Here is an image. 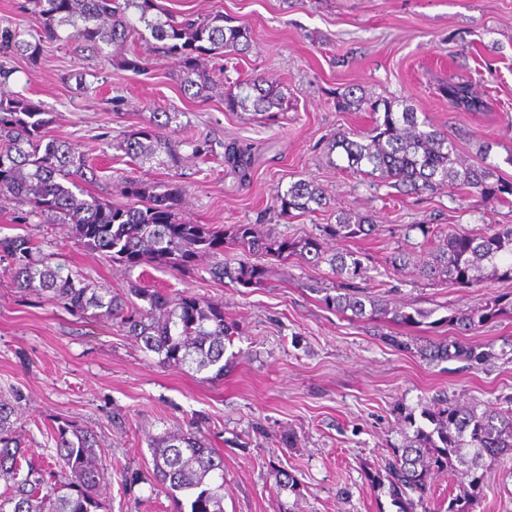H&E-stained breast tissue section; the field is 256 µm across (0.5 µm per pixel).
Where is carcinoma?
Listing matches in <instances>:
<instances>
[{
    "label": "carcinoma",
    "mask_w": 512,
    "mask_h": 512,
    "mask_svg": "<svg viewBox=\"0 0 512 512\" xmlns=\"http://www.w3.org/2000/svg\"><path fill=\"white\" fill-rule=\"evenodd\" d=\"M40 24L37 41L20 38L11 26L0 27V53L20 54L35 61L44 44L68 37L101 49L122 45L131 37L159 42L158 51L176 58L180 87L185 95L199 97L213 84V76L200 66L204 56H222L250 48L244 25H230L222 12L199 19L177 20L156 0H32ZM224 95L229 112L265 113L282 108L278 86L253 78L236 84ZM441 93L453 106L477 112L483 101L470 84L450 82ZM365 99L349 90L336 99V108L359 109ZM369 104L373 126L366 132H339L328 143V153L346 159L344 169L381 180L404 195L434 194L441 190L473 189L482 197L507 201L512 181L497 174L498 166L482 159L467 163L448 135L428 120H419L410 107L395 109V102L377 99ZM40 105L21 94L0 91V201L19 200L30 210L19 216L48 224H65L75 243L106 254L128 270L145 264L186 272L202 255L217 256L230 245L247 255L245 260L225 258L213 267V276L228 278L244 288L268 285L272 267L265 258L329 264L335 285L317 288L322 304L362 321L391 318L400 325L419 326L432 312L406 311L370 296L353 286L363 270L361 256L352 251L329 253L328 241L366 237L375 224L364 216L352 221L343 214L320 233L305 238L266 240L250 224L211 229L182 217L183 195L177 186L160 187L137 178L124 183V193L141 202L137 207H113L89 192L94 167L86 154L67 141L48 135L50 119ZM162 125L129 132L118 148L133 161L169 170L181 165L172 139L159 132ZM225 162L247 174L249 156L230 147ZM279 212L315 213L326 208L322 188L298 179L276 192ZM0 263L8 265L16 287L48 292L63 307L118 321L125 331L158 356L159 363L198 373L224 376L230 360L224 359L225 340L233 327L224 321V306L207 302L187 291L173 296L157 290L135 288L145 305H137L99 288L60 265L40 256L28 235L0 236ZM424 273L457 288H471L485 275L512 283V224H498L486 233L451 234L429 253ZM512 313V290L496 295L483 306L438 319L455 326L459 338L430 340L419 348L429 362L463 359L473 369L490 357L483 345L464 340L487 322ZM14 411L0 402V477L7 481L0 493V512H100L104 479L94 434L73 424L52 429L59 471L44 477L13 436ZM433 425L415 428L413 436L390 455L366 470L368 484L388 495L396 512H427L429 480L434 470H445L469 490L449 500L447 512H473L475 489L483 479L479 470L486 459L512 453V406L483 409L463 405L439 393L423 412ZM153 471L177 503L189 502V512H224V459L194 432H168L149 444Z\"/></svg>",
    "instance_id": "carcinoma-1"
}]
</instances>
